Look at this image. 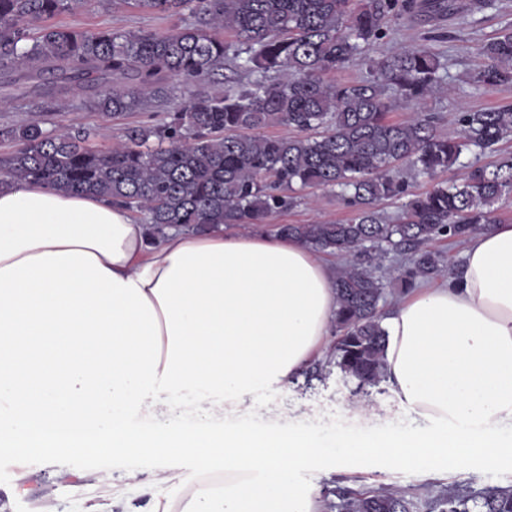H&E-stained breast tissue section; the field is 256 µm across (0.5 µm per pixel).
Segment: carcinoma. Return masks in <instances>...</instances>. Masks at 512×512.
Instances as JSON below:
<instances>
[{"mask_svg":"<svg viewBox=\"0 0 512 512\" xmlns=\"http://www.w3.org/2000/svg\"><path fill=\"white\" fill-rule=\"evenodd\" d=\"M94 0H0V67L50 71L78 87L92 76L113 85L94 106L112 118L163 94L168 78L186 87L223 74L225 61L255 76L222 94H191L168 120L123 131L117 148L90 144V133L44 128L45 121L5 127L15 149L0 157V182L40 183L58 192H92L141 214L155 233L171 225L204 233L217 224H268L295 203L294 186L336 191L354 216L344 223L282 224L277 233L341 256L336 341L324 366L355 384L353 394L386 381V331L379 304L390 280L407 288L447 271L437 239L464 242L496 222L491 206L512 194V155L492 167L472 164L459 184L440 182L404 204L394 222L378 209L407 194L409 181L448 171L465 154L496 151L512 138V104L456 116L458 133L437 132L440 117L423 111L440 89L439 56L425 46L370 54L392 22L453 14L456 0H119L140 11L176 15L192 27L165 33L74 29L49 23ZM232 32L239 39L224 40ZM476 89L512 84V28L484 42ZM365 57L371 78L333 82ZM400 107L413 117L393 123ZM278 126L286 136L256 130ZM404 264L386 277L383 261ZM322 366V367H324ZM322 367H315L320 374ZM336 512H512V488L480 494L441 489L426 504L408 491L384 488L335 493Z\"/></svg>","mask_w":512,"mask_h":512,"instance_id":"carcinoma-1","label":"carcinoma"}]
</instances>
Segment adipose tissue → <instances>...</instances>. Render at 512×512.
<instances>
[{"instance_id":"obj_1","label":"adipose tissue","mask_w":512,"mask_h":512,"mask_svg":"<svg viewBox=\"0 0 512 512\" xmlns=\"http://www.w3.org/2000/svg\"><path fill=\"white\" fill-rule=\"evenodd\" d=\"M335 272L277 233L154 237L123 205L40 184L0 186V447L152 461L146 512H322L298 469L379 456L400 467H512V224L473 238L459 275L385 318L389 385L413 427L324 438L208 421L326 358ZM165 407L143 430L132 421ZM199 471L186 480L183 468Z\"/></svg>"}]
</instances>
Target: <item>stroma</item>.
Returning a JSON list of instances; mask_svg holds the SVG:
<instances>
[{
	"label": "stroma",
	"instance_id": "stroma-1",
	"mask_svg": "<svg viewBox=\"0 0 512 512\" xmlns=\"http://www.w3.org/2000/svg\"><path fill=\"white\" fill-rule=\"evenodd\" d=\"M57 23L80 29L112 28L124 31L145 30L166 32L177 27L195 25L197 18L185 11L176 16L142 14L114 4L113 0H94L87 9L64 13ZM512 25V0H495L492 8L467 14L465 20L435 17L425 22L400 20L393 24L384 50L394 51L411 45L429 44L445 65L441 91L425 104L426 111L440 115L438 130L452 136L457 132L456 113L489 109L512 102V85L476 91L465 78L483 62L477 46L497 36ZM452 32V39L429 41L432 32ZM162 98L151 101L143 109L117 119L105 117L92 107V93L74 84L57 81L44 85L42 79H24L19 84L6 83L0 71V128L20 126L53 115L57 128L77 125L95 135L103 149L116 146L125 127L156 122L165 113L175 111L186 90L177 81L163 83ZM299 205L285 210L275 218L279 224H318L344 221L352 210L336 196L321 189H304ZM359 399L351 393L338 370L323 377L307 379L299 376L277 397L276 409L242 408L235 411L237 420H263L268 423L287 417L324 437L356 431H377L388 428L405 429L409 421L397 407L390 390L372 391L367 404L379 407L375 416H360L354 411ZM126 463L107 453H69L31 456L24 483H17V469L9 449L0 447V504L6 512H42L52 507L54 512H90L93 506L109 501L112 488L127 484ZM300 485L316 487L320 496L342 487L353 491L368 488H388L408 491L427 499L445 487L470 493H481L490 487H511L512 469L485 471L478 466L451 472H438L424 466L403 469L390 461L361 457L337 465L323 460L301 468L296 473Z\"/></svg>",
	"mask_w": 512,
	"mask_h": 512
}]
</instances>
